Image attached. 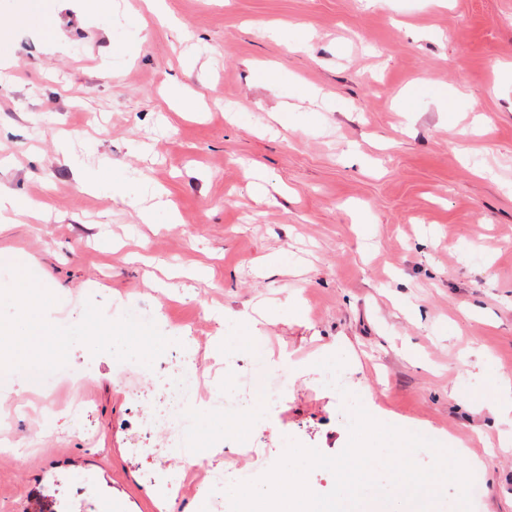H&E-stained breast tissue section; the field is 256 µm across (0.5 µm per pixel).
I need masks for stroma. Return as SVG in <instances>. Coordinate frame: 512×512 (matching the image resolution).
<instances>
[{
	"instance_id": "obj_1",
	"label": "stroma",
	"mask_w": 512,
	"mask_h": 512,
	"mask_svg": "<svg viewBox=\"0 0 512 512\" xmlns=\"http://www.w3.org/2000/svg\"><path fill=\"white\" fill-rule=\"evenodd\" d=\"M16 2L0 0V188L39 214L0 223V358L56 356L67 376L0 392V512H213L289 442L336 455L349 403L318 363L338 343L370 415L462 441L485 463L473 512H512V415L478 396L512 378V0H164L165 22L63 11L50 42ZM67 152L124 171L137 206L87 191ZM129 304L159 328L103 319ZM233 325L243 342L213 352ZM184 336L214 386L243 385L261 350L287 393L243 425L208 405L180 458L137 429L117 359L153 389ZM166 475L184 492L160 506Z\"/></svg>"
}]
</instances>
